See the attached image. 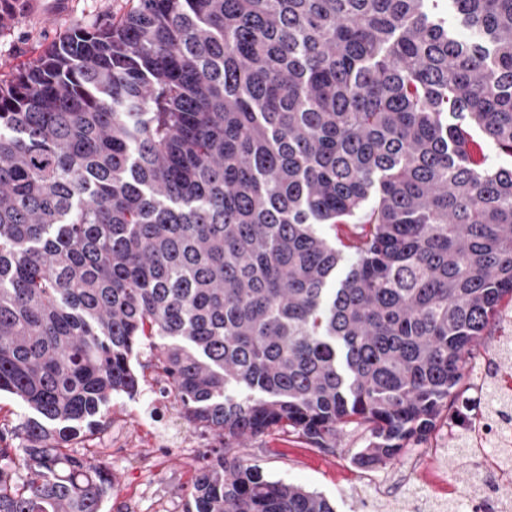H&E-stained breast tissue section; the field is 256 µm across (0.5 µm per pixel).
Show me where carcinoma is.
<instances>
[{
    "instance_id": "cac0c4a2",
    "label": "carcinoma",
    "mask_w": 512,
    "mask_h": 512,
    "mask_svg": "<svg viewBox=\"0 0 512 512\" xmlns=\"http://www.w3.org/2000/svg\"><path fill=\"white\" fill-rule=\"evenodd\" d=\"M439 2L136 0L0 77V512H102L143 347L218 441L187 512H335L274 428L431 431L512 296V0ZM28 415L24 406L12 396L0 393V423L7 422L11 426L20 425Z\"/></svg>"
}]
</instances>
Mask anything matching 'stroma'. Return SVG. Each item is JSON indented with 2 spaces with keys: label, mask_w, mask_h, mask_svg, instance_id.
Listing matches in <instances>:
<instances>
[{
  "label": "stroma",
  "mask_w": 512,
  "mask_h": 512,
  "mask_svg": "<svg viewBox=\"0 0 512 512\" xmlns=\"http://www.w3.org/2000/svg\"><path fill=\"white\" fill-rule=\"evenodd\" d=\"M9 26L0 31V75L32 62L67 30L97 28L126 14L132 0H9ZM512 340V298H505L499 315L474 346L460 400L419 442L385 466L366 469L353 462L365 447L362 431L346 429L336 441L337 452L319 450L308 441L280 430L247 442L237 454L243 463L258 465L271 480L317 492L335 512H397L410 500L415 512H427L429 495L447 496L448 512H471L465 500L469 488L485 478L500 486L503 499L512 501V459L495 452L484 434L487 397L480 387L486 373H512V363L499 356L501 345ZM139 361L145 378L135 397L112 400L106 428L93 437L99 460L114 476L104 512H186L188 493L199 468L210 458L212 436L195 430L181 412L150 417V391L163 389L166 380L152 366L149 349ZM138 430L139 445L130 447L124 432ZM467 443V460L456 457L459 443Z\"/></svg>",
  "instance_id": "35a3bbf8"
}]
</instances>
